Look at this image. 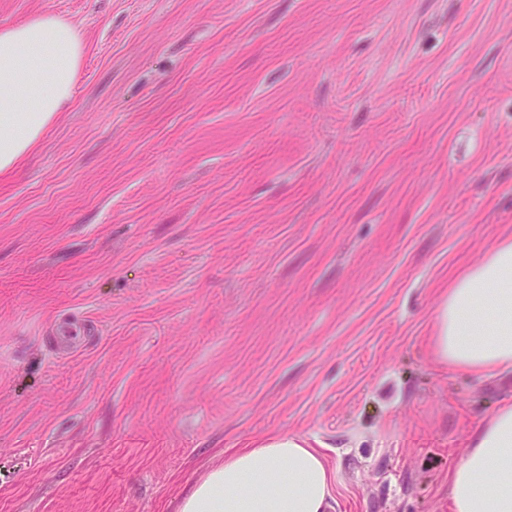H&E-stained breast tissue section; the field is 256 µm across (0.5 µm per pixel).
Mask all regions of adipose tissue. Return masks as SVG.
<instances>
[{"instance_id": "obj_1", "label": "adipose tissue", "mask_w": 512, "mask_h": 512, "mask_svg": "<svg viewBox=\"0 0 512 512\" xmlns=\"http://www.w3.org/2000/svg\"><path fill=\"white\" fill-rule=\"evenodd\" d=\"M82 44L72 26L40 16L0 29V176L38 146L73 99ZM436 359L470 374L512 368V237L448 284L434 317ZM179 512H335L331 469L293 436L226 454ZM449 512H512V400L474 429L448 474Z\"/></svg>"}]
</instances>
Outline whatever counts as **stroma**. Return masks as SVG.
<instances>
[{"label": "stroma", "mask_w": 512, "mask_h": 512, "mask_svg": "<svg viewBox=\"0 0 512 512\" xmlns=\"http://www.w3.org/2000/svg\"><path fill=\"white\" fill-rule=\"evenodd\" d=\"M40 15L83 55L0 178V512H176L276 435L336 512H448L512 399L430 345L512 236V0H0Z\"/></svg>", "instance_id": "obj_1"}]
</instances>
